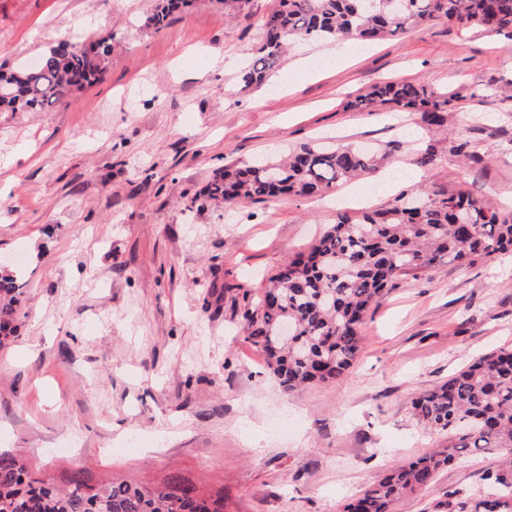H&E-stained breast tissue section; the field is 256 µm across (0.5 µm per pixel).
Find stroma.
<instances>
[{"label":"stroma","mask_w":512,"mask_h":512,"mask_svg":"<svg viewBox=\"0 0 512 512\" xmlns=\"http://www.w3.org/2000/svg\"><path fill=\"white\" fill-rule=\"evenodd\" d=\"M275 0L225 12L195 0L157 30L153 0H0V66L63 38L112 32L102 78L46 112H0V262H23L17 331L0 348V451L64 478L172 471L224 486V512H341L405 463L448 444L415 398L472 359L512 348V256L402 277L375 305L353 367L283 391L242 330L241 296L335 223L409 185L512 206V36L440 23L373 45L295 43L241 91ZM226 67H210L212 56ZM457 96L441 151L416 162V114L348 101L387 81ZM464 133L476 158L447 151ZM331 138L384 158L369 196L195 206L229 163ZM488 450L439 471L393 512H426L479 484Z\"/></svg>","instance_id":"obj_1"}]
</instances>
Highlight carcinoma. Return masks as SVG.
Returning <instances> with one entry per match:
<instances>
[{"mask_svg": "<svg viewBox=\"0 0 512 512\" xmlns=\"http://www.w3.org/2000/svg\"><path fill=\"white\" fill-rule=\"evenodd\" d=\"M191 4L155 0L148 24L160 30ZM440 20L512 34V0H277L260 25L257 54L239 71V86L248 90L263 85L294 39L371 42ZM111 54L112 33L102 31L81 44L61 39L33 65L0 68V112H38L73 96L102 76ZM454 101V96L425 84L398 81L356 97L347 107L365 111L380 102L397 112L417 113L428 131L445 132ZM448 152L475 157L472 141L464 137L448 140ZM438 155V143L427 141L418 149L417 163L429 166ZM376 168V153L366 147L305 143L284 159L224 167L198 202L320 197ZM511 252L512 213L463 192L417 185L357 219L337 214L336 224L307 252L267 278L257 300L243 296L242 331L263 352L283 389L292 392L331 382L352 367L368 311L401 276ZM22 295L17 273L1 267L0 345L14 333ZM287 320L295 330L285 340L278 328ZM415 411L423 425L453 433L454 439L446 448L394 467L345 504L343 512H391L395 503L429 490L440 468L460 460L465 448H495L505 460L483 472L479 498L469 500L462 491L450 489L432 512H488L483 508L488 493L501 500L499 512H512V349L477 357L422 393ZM0 512H224V488L208 489L177 471L159 482L142 483L124 477L96 481L81 470L60 485L4 451Z\"/></svg>", "mask_w": 512, "mask_h": 512, "instance_id": "1", "label": "carcinoma"}]
</instances>
